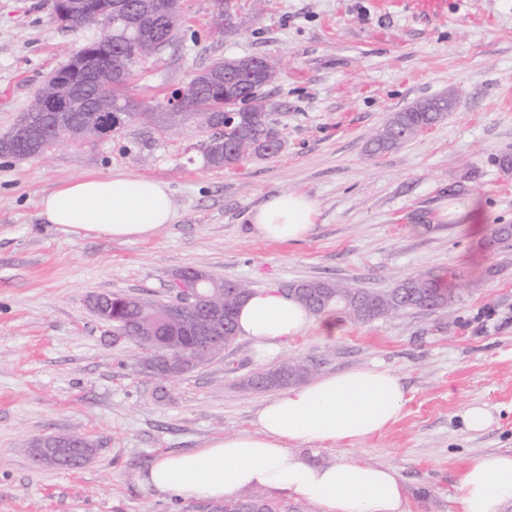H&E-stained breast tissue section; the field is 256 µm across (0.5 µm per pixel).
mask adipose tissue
Returning a JSON list of instances; mask_svg holds the SVG:
<instances>
[{
    "label": "adipose tissue",
    "mask_w": 512,
    "mask_h": 512,
    "mask_svg": "<svg viewBox=\"0 0 512 512\" xmlns=\"http://www.w3.org/2000/svg\"><path fill=\"white\" fill-rule=\"evenodd\" d=\"M46 221L77 237L146 240L174 221L167 185L116 171L59 185L41 200ZM315 202L302 193L267 198L251 214L256 233L270 241H297L311 230ZM241 335L268 355L288 339L317 327L338 334L334 316L313 321L310 312L277 289L253 293L238 311ZM407 402L398 375L379 367H352L289 388L263 405L252 433L211 439L205 447L166 453L139 472L148 492L175 498L221 499L253 489L287 493L319 512H407L399 474L349 456L308 462L302 444L352 445L385 432ZM461 512H500L512 503V452L472 460L459 481Z\"/></svg>",
    "instance_id": "adipose-tissue-1"
}]
</instances>
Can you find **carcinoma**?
<instances>
[{
    "instance_id": "cac0c4a2",
    "label": "carcinoma",
    "mask_w": 512,
    "mask_h": 512,
    "mask_svg": "<svg viewBox=\"0 0 512 512\" xmlns=\"http://www.w3.org/2000/svg\"><path fill=\"white\" fill-rule=\"evenodd\" d=\"M152 0H99L112 7V29L99 40L85 44L87 51L111 55L120 65L122 78L105 81L82 80L89 94L106 100L112 106V132H120L129 123L138 121L146 126L160 124L161 113L147 103H137L125 93L131 66L140 56H129L130 47L147 43L149 54L156 53L173 37L177 20L167 21L165 16L147 7ZM251 26V19L240 14L233 0H215L212 28L219 35L233 34ZM266 69L253 68L239 73L233 81L225 79L224 70L232 69L228 60L218 59L207 69L206 79L198 82L195 93L185 105L182 119H196L215 130L203 150L205 163L214 168L232 169L241 162L256 158H273L280 154L283 138L272 118L273 105L264 88L278 78L277 62L266 58ZM423 107H409L395 112L370 138L369 152L380 154L391 150L412 134L429 128L448 114V97L439 96L422 100ZM233 114V122L224 124L216 114ZM208 284L201 288L200 310L205 311L219 302L224 308V344L238 335L237 311L245 302L238 292L239 283L205 275ZM295 298L313 314L319 315L338 308L351 320L364 322L402 312L445 308L455 300L453 289L444 279L429 272H421L393 283L383 292H374L352 284L325 281H300L291 284ZM92 300L110 310L115 335L135 341L140 335L147 313L161 318L164 302L147 297L128 300L122 295L99 294ZM312 372L297 360H288L257 373L263 388H283L309 378ZM222 512H276L274 506L246 493L224 500Z\"/></svg>"
}]
</instances>
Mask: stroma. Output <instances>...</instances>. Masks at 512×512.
Instances as JSON below:
<instances>
[{"label": "stroma", "instance_id": "35a3bbf8", "mask_svg": "<svg viewBox=\"0 0 512 512\" xmlns=\"http://www.w3.org/2000/svg\"><path fill=\"white\" fill-rule=\"evenodd\" d=\"M247 32H211L213 0H180L172 41L140 61L127 85L165 101L216 60L274 56L266 92L281 153L235 169L205 164L210 129L191 120L130 123L45 158L0 156V512H216L213 499L145 493L139 471L168 452L254 431L273 390L248 379L283 360L315 375L379 366L406 389L402 418L351 446H300L322 464L351 453L396 470L409 512H460L458 485L473 459L512 451V0H236ZM98 25L55 22L51 0H0V134L35 90ZM455 108L400 147L367 142L392 113L431 96ZM122 170L165 183L176 218L146 241L77 237L46 223L40 200L63 182ZM302 192L317 205L294 242L258 236L249 213ZM195 268L252 291L300 280L382 291L430 271L458 279L446 308L363 323L337 314L334 340L309 329L272 356L237 336L223 354L176 379L153 376L134 343L116 342L90 295L166 298ZM486 405L490 428L464 431L459 414ZM77 432L96 446L76 471L36 467L30 441Z\"/></svg>", "mask_w": 512, "mask_h": 512}]
</instances>
